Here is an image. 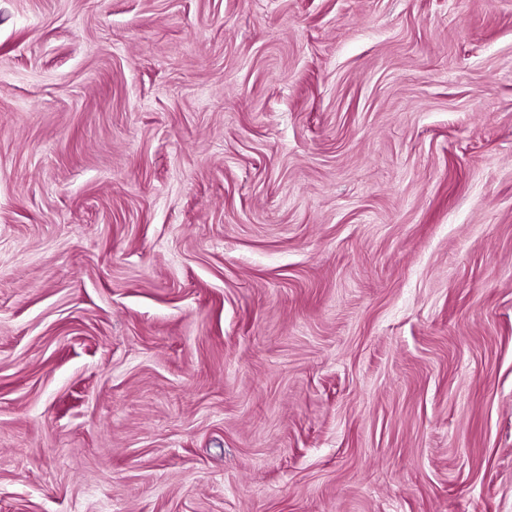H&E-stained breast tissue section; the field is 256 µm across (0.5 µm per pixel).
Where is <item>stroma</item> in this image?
I'll return each mask as SVG.
<instances>
[{"instance_id": "obj_1", "label": "stroma", "mask_w": 512, "mask_h": 512, "mask_svg": "<svg viewBox=\"0 0 512 512\" xmlns=\"http://www.w3.org/2000/svg\"><path fill=\"white\" fill-rule=\"evenodd\" d=\"M0 512H512V0H0Z\"/></svg>"}]
</instances>
